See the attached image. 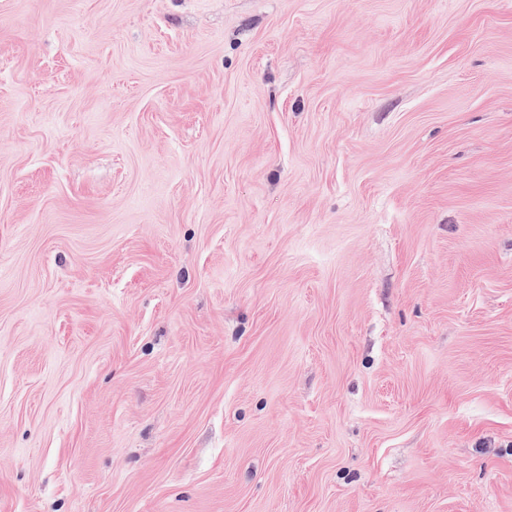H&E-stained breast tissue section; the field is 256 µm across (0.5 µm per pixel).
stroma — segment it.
Here are the masks:
<instances>
[{"mask_svg": "<svg viewBox=\"0 0 512 512\" xmlns=\"http://www.w3.org/2000/svg\"><path fill=\"white\" fill-rule=\"evenodd\" d=\"M0 512H512V0H0Z\"/></svg>", "mask_w": 512, "mask_h": 512, "instance_id": "stroma-1", "label": "stroma"}]
</instances>
